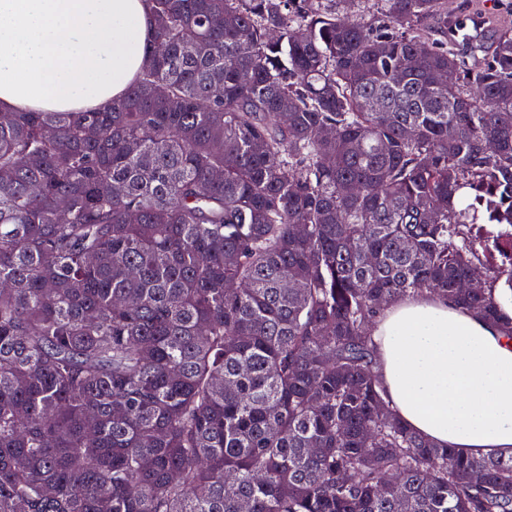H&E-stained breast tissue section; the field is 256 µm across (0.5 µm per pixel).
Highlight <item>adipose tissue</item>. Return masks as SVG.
<instances>
[{"instance_id": "obj_1", "label": "adipose tissue", "mask_w": 512, "mask_h": 512, "mask_svg": "<svg viewBox=\"0 0 512 512\" xmlns=\"http://www.w3.org/2000/svg\"><path fill=\"white\" fill-rule=\"evenodd\" d=\"M153 43L147 0H0V112H84L122 98ZM369 333L387 400L432 442L512 455V340L429 294Z\"/></svg>"}]
</instances>
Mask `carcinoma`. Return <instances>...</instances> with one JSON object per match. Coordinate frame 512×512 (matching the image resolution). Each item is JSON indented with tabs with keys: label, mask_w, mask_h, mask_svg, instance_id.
Here are the masks:
<instances>
[{
	"label": "carcinoma",
	"mask_w": 512,
	"mask_h": 512,
	"mask_svg": "<svg viewBox=\"0 0 512 512\" xmlns=\"http://www.w3.org/2000/svg\"><path fill=\"white\" fill-rule=\"evenodd\" d=\"M148 2L123 98L0 113V512H512L369 335L425 293L512 338V26Z\"/></svg>",
	"instance_id": "1"
}]
</instances>
